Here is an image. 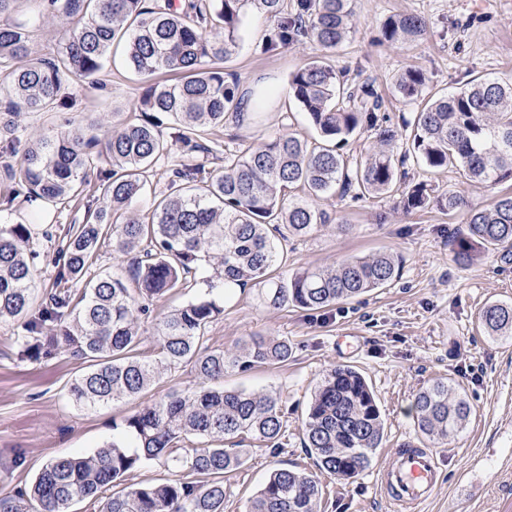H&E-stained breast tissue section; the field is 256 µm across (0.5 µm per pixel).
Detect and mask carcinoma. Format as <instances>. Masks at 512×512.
I'll return each mask as SVG.
<instances>
[{"label":"carcinoma","instance_id":"carcinoma-1","mask_svg":"<svg viewBox=\"0 0 512 512\" xmlns=\"http://www.w3.org/2000/svg\"><path fill=\"white\" fill-rule=\"evenodd\" d=\"M18 2L0 0V151L20 156L19 184L30 202L79 201L94 167L109 202L85 223L67 228L63 264L40 303L31 225H0V323L22 324L26 351L35 356L65 348L89 362L69 388L74 404L97 408L134 398L182 362L192 363L204 381L287 362L288 341L262 336L234 351L202 349L209 325L238 288H260L273 308L323 311L398 277L399 264L390 254L290 274L287 254L275 242L325 225V213L312 201L330 191L343 197L356 188L375 194L393 189L395 134L380 124L381 100L371 84L315 59L291 73L289 87L320 142L288 134L233 153L205 137L208 127L244 118L238 82L220 63L238 48L246 6L273 21L265 51L276 53L302 36L332 51L351 32L349 0H295L291 14L285 0H165L153 7L145 0H39L45 13L66 21L56 52L40 59L32 57L26 25L11 20ZM423 31L419 17L391 15L382 23L381 42L415 41ZM121 40L135 71L175 75L170 83L144 88L139 118L112 130L101 119L85 124L74 116L66 120L68 131L22 146L21 115L51 112L62 89L95 82ZM26 58L29 64L16 66ZM424 84L422 73L410 67L398 76L397 91L415 100ZM160 115L174 121L167 139ZM364 126L377 130L380 146L358 164L340 150ZM171 142L196 163L172 165L151 216L104 223L142 193L155 164L169 156ZM412 150L430 169L459 167L478 183L512 181V83L476 78L462 90L432 96L416 113ZM299 186L308 199L287 201L288 190ZM433 201L450 212L466 206L457 194L433 197L424 182L402 192L406 210ZM104 246L133 256V273L90 274ZM478 248L512 252V192L488 208L468 209L456 262L467 264ZM198 286L204 294L164 317L155 357L143 355L141 324L149 302ZM480 319L488 335H512L511 303L487 305ZM414 413L419 432L446 439L466 428L472 407L465 392L440 380L417 393ZM243 436L282 447L285 427L276 393L174 391L129 416L123 432L105 446L50 460L29 488L0 498V512H65L74 500L90 501L94 512H224V475L243 465L239 451L224 441ZM195 439L210 446H190ZM383 439L381 411L364 377L349 365L331 368L306 413L304 447L318 469L353 479L369 469ZM156 461L178 469L179 478L121 487ZM321 500L313 475L280 468L250 499L247 512H320Z\"/></svg>","mask_w":512,"mask_h":512}]
</instances>
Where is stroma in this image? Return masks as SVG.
Here are the masks:
<instances>
[{"mask_svg": "<svg viewBox=\"0 0 512 512\" xmlns=\"http://www.w3.org/2000/svg\"><path fill=\"white\" fill-rule=\"evenodd\" d=\"M350 8L354 29L329 59L338 72L373 85L382 99L384 126L398 133L395 153L409 148L405 124L424 98L460 90L477 77L512 82V0H351ZM36 12L32 0H24L16 17L30 21L33 51L43 55L64 29L56 17L36 20ZM393 14L420 16L426 25L423 37L394 45L380 42L379 26ZM269 25L262 12L247 7L242 39L223 64L237 75L238 94L250 98L251 109L246 120L225 121L207 129L206 136L233 150L288 133L315 135L288 80L321 50L305 39L276 54L265 52L262 38ZM409 67L426 78L417 100L402 98L395 87L398 75ZM145 82L126 66L121 48H114L97 84L72 89L56 111L28 115L24 135L64 130L66 118L76 112L118 124L136 112ZM10 162L0 155V216L34 224L31 246L40 254L35 289L41 295L56 271L52 236L83 223L85 208L49 206L40 219H33L24 198L8 196ZM407 168L406 179L390 193L321 197L316 205L327 213L328 223L284 244L292 273L334 267L356 256L393 254L400 271L390 286L323 311L273 309L260 301L258 288L248 287L210 324L204 340L208 349L234 350L253 336L285 338L292 346L286 363L224 376L229 389L276 392L288 433L278 449L243 440L247 462L224 476V512H245L273 469L319 474L303 445L305 410L317 383L339 364L352 366L367 379L386 437L361 476L344 480L319 474L322 512H390L377 475L407 441L431 448L441 458L437 494L421 512H512V337L487 335L480 322L485 306L512 303V257L479 249L470 266L459 267L452 248L464 228V211L449 213L435 205L407 211L399 204L405 187L421 181L435 195L454 193L481 208L493 204L501 188L472 182L459 168L434 171L413 160ZM23 334L21 327L0 324V498L28 487L50 460L90 453L111 442L141 407L202 384L192 365L184 363L165 370L138 397L82 409L72 403L68 388L86 370L85 360L64 350L29 356ZM438 379L464 390L473 410L463 432L444 443L421 435L412 415L416 394Z\"/></svg>", "mask_w": 512, "mask_h": 512, "instance_id": "1", "label": "stroma"}]
</instances>
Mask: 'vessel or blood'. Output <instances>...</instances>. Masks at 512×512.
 I'll return each instance as SVG.
<instances>
[{
  "label": "vessel or blood",
  "mask_w": 512,
  "mask_h": 512,
  "mask_svg": "<svg viewBox=\"0 0 512 512\" xmlns=\"http://www.w3.org/2000/svg\"><path fill=\"white\" fill-rule=\"evenodd\" d=\"M393 468L383 471L381 483L393 512H418L436 492L440 463L429 448L405 445L397 449Z\"/></svg>",
  "instance_id": "1"
}]
</instances>
